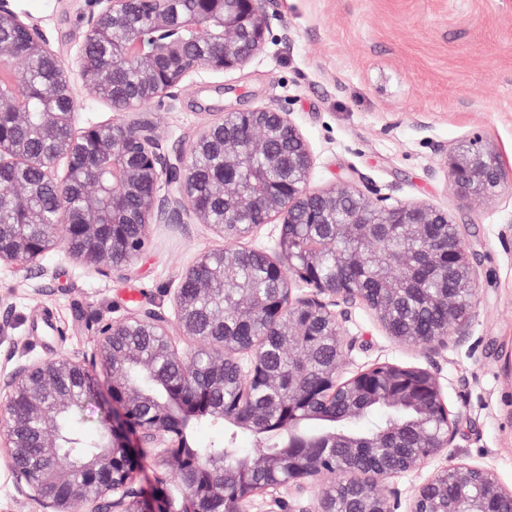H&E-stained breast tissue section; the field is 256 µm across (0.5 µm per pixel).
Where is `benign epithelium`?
<instances>
[{"label": "benign epithelium", "instance_id": "obj_1", "mask_svg": "<svg viewBox=\"0 0 512 512\" xmlns=\"http://www.w3.org/2000/svg\"><path fill=\"white\" fill-rule=\"evenodd\" d=\"M9 0H0V30L17 34L11 42L0 41V61L18 59L31 63L35 59L61 62L52 50L44 32L36 25L23 21L8 7ZM172 0H98L100 10L87 21L84 42L106 40L112 49L107 57L90 60L81 51L77 64L83 87L88 95L112 99V107L119 112H144L156 102L172 95L193 72L200 68L224 70L245 65L263 47L265 20L262 0H195V10L187 20V27L209 44L210 51L200 62L183 60L184 44L179 38L162 42L158 51L144 48L145 32L164 36L172 26ZM151 8L146 15V27L126 25L131 14L142 5ZM131 72L137 80V93L117 98L110 96L114 79ZM28 85V70L14 69L9 91H0V184L9 190L8 198L0 199V209L6 204L26 216L25 224L0 225V264H8L26 271L40 264L50 250L71 239L82 243L70 251L77 261L101 273L116 270L112 265V249L120 245L134 258L140 244L125 240L124 227L138 225L146 235L151 224H183L192 220L206 224L218 235H224V225L214 223L209 213L193 202L195 169L191 155L203 145L212 129L205 130L188 148L173 155L165 152L148 123H116L90 125L75 132V106L58 112L54 102L57 92L47 87L41 92L39 132L49 134L60 127L73 136L57 142L52 153L32 161L27 145L17 137V131L30 125L31 113L23 106ZM273 122L288 140L298 144L290 156L296 169L295 181L283 190L267 174L256 176L247 186L235 178L239 167L248 159L269 154L270 139L263 117ZM237 129L224 133V171L215 176L212 192L231 203L232 214L260 213L261 223L275 219L284 224H322L324 216L342 209L345 202L354 203L346 221L336 223V237L355 236L366 249L358 261L371 268L376 286L394 294L396 285L418 274L412 257L406 252L383 259L370 248L385 224L400 229L406 239L422 235L435 241V225L450 224L448 215L426 204L404 203L394 207H380L360 193L349 188L313 192L308 188L312 157L288 114L271 110L234 112ZM66 162L62 178L55 175L60 161ZM37 165L44 176L60 185L72 180L83 186L80 204L63 202L53 219L45 218L34 204V192L18 172ZM445 167L453 191L463 199L493 197L504 185L501 166L475 143L462 144L448 155ZM170 191L160 193L161 181ZM40 228L36 237L24 232V225ZM330 242H309L302 247L298 263L290 261L291 244L279 237L276 251L268 256L272 270L286 279L285 302L278 306L255 299L245 291L242 298L253 308L268 309L269 320L278 327L281 342L288 350L300 352L303 336L307 335V316L317 314L337 325L336 335H342L336 305L356 299L352 288H343L334 281L323 282L313 271ZM224 261L218 266L207 264V255L200 256L187 269L185 276L195 280L196 293L177 289L174 295L175 321L160 313L143 310L132 314L129 320L154 324L163 337L160 352L165 358L176 357L186 362L184 381L173 386L159 377L153 361L134 349L126 348L114 336V325L107 323L99 331L98 357L109 369L103 386H90L83 394L71 392L65 383L88 374L83 364L71 357L60 356L46 362L19 364L5 376H0V406L7 416L0 422V447L6 449L7 462L12 470L16 489L29 499L51 509V512H174L173 500L158 490L140 496L129 484L137 469V449L155 448L157 455L172 475L171 481L182 490L193 485L195 463L186 453L183 427L198 408L196 397V358L207 357L208 365L216 372L224 371L223 355L232 356L240 374L265 379L270 387L275 379L263 377L260 359L253 353L246 362L238 359L240 351L229 350L224 342L207 339L198 334L193 317L198 298L224 295V289L234 284L238 253L223 252ZM433 262L438 264L447 281L454 285L463 281L469 289L470 300L478 292L477 270L466 241L457 226L445 238V244L433 251ZM304 283L312 291L301 297H292L290 284ZM179 334L201 344L192 353H181L172 344L171 326ZM469 333V313H462L458 304L448 302V325L436 335L415 337L410 343L435 355L448 348V342L460 343ZM381 372L382 386L390 404L412 402L427 420L443 424L440 436L424 445L422 453L399 469L360 471L354 473L355 483L363 487L364 507L361 512H396L399 508L396 484L406 473L420 469L444 455L453 447L457 435L456 415L448 408L435 373L427 368H407L390 363H377L341 380L337 368L325 377L323 393L332 398L341 387H348L350 398L356 391L370 386L372 372ZM99 395L108 408L97 444L99 451L86 456L80 464L69 461L62 448L60 419L82 406L84 401ZM211 413L223 417L236 426L247 427L257 419L242 413L224 411V406L205 403ZM34 423L39 429V446L48 462L31 469L25 463L28 439L24 426ZM340 447L347 455L385 447V440L375 437L363 443L342 441ZM446 474L456 485L459 495H468L473 477H482L479 492L472 498L470 512H482L481 502L486 498L504 500L512 512V490L504 488L495 474L485 468L466 462L442 466L425 480L409 500L404 512H438L425 509L426 500H434L443 488L437 478ZM330 468L323 453L318 452L297 468L296 475L286 481L270 483L254 492L245 486L235 491L233 512H250L257 496L269 499L275 506L281 504L283 494L301 491L309 484L319 487L312 506L305 512H320Z\"/></svg>", "mask_w": 512, "mask_h": 512}]
</instances>
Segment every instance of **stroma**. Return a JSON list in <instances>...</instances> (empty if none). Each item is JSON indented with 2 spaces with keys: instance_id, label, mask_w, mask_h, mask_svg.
I'll return each mask as SVG.
<instances>
[{
  "instance_id": "1",
  "label": "stroma",
  "mask_w": 512,
  "mask_h": 512,
  "mask_svg": "<svg viewBox=\"0 0 512 512\" xmlns=\"http://www.w3.org/2000/svg\"><path fill=\"white\" fill-rule=\"evenodd\" d=\"M72 68L77 127L128 117L89 96L77 59L95 0H10ZM262 49L244 66L200 70L148 111L168 152L229 112L287 113L313 159L309 187L349 185L383 207L422 202L458 224L478 270L469 336L435 357L388 335L364 303L347 305L344 374L388 362L436 374L457 416L449 457L405 474L402 499L448 459L492 470L512 489V0H263ZM477 139L507 184L493 198H459L444 158ZM225 242L204 224H154L139 257L108 275L66 248L38 271L0 264L12 324L0 333V374L61 355L100 373L98 329L135 310L172 314L183 272Z\"/></svg>"
}]
</instances>
